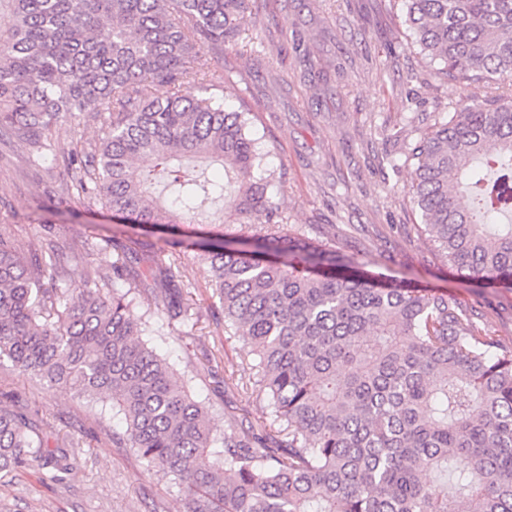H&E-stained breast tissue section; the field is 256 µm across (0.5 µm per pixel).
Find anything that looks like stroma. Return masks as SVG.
Returning a JSON list of instances; mask_svg holds the SVG:
<instances>
[{
  "label": "stroma",
  "mask_w": 512,
  "mask_h": 512,
  "mask_svg": "<svg viewBox=\"0 0 512 512\" xmlns=\"http://www.w3.org/2000/svg\"><path fill=\"white\" fill-rule=\"evenodd\" d=\"M181 92L213 94L229 109L248 105L253 135L267 150L268 195L290 229L335 240L344 255L367 269L410 273L512 347V290L449 274L441 251L419 232V214L405 192L412 180L409 145L438 118L469 103L475 90L436 77L408 48L389 0H259L236 41L223 54L205 55ZM100 127L96 112L61 116L56 142L37 165L25 144L0 138V232L21 253L45 251L33 271L44 287L69 288L65 270L82 257L89 287L135 291L134 313L148 320L144 342L208 408L215 434L234 415L276 432L272 409L253 385L258 358L225 326L207 265L192 251L176 258L174 285L188 318L168 320L149 300L136 262H129L125 279H112L127 239L137 240L146 256L158 247L157 235L120 222L101 206L63 197L70 181L68 150L94 151ZM0 406L29 415L47 448L76 457L68 484L38 483L37 460L13 482L0 483V512L175 507L171 476L146 466L117 441L125 422L111 404L31 378L5 362Z\"/></svg>",
  "instance_id": "obj_1"
}]
</instances>
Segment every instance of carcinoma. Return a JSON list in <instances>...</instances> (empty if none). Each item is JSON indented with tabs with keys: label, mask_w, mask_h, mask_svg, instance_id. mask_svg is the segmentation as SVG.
I'll return each mask as SVG.
<instances>
[{
	"label": "carcinoma",
	"mask_w": 512,
	"mask_h": 512,
	"mask_svg": "<svg viewBox=\"0 0 512 512\" xmlns=\"http://www.w3.org/2000/svg\"><path fill=\"white\" fill-rule=\"evenodd\" d=\"M398 18L436 74L484 90L410 144L409 188L455 276L512 290V0H398ZM0 135L45 159L63 112H99L95 152H69L71 187L134 224L177 231L210 200L239 199L252 235L193 242L232 323L259 357L271 434L206 408L139 340L127 294L36 288L39 256L0 235V362L123 414L120 440L173 477L184 512H512V349L406 278L359 267L335 245L285 232L267 195L249 109L181 94L204 51L236 40L257 0H0ZM155 85L167 88L156 96ZM214 158L215 184L180 161ZM162 167L177 208L130 170ZM152 289L172 319L170 287ZM41 458L65 482L66 454L0 408V479Z\"/></svg>",
	"instance_id": "1"
}]
</instances>
